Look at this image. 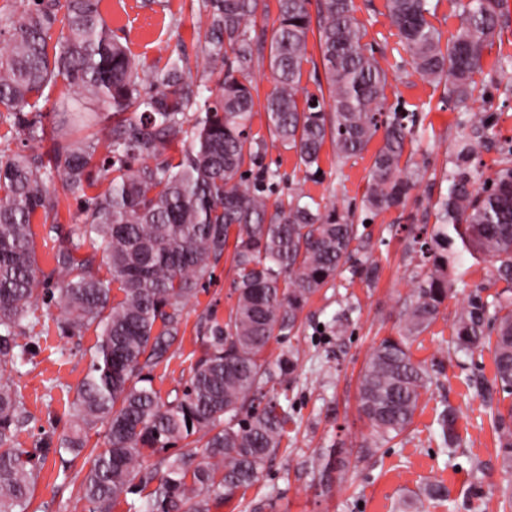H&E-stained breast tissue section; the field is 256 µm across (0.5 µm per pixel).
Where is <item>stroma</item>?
<instances>
[{"mask_svg":"<svg viewBox=\"0 0 512 512\" xmlns=\"http://www.w3.org/2000/svg\"><path fill=\"white\" fill-rule=\"evenodd\" d=\"M354 6L366 28V43L388 73V108L417 116L411 149L419 181L405 206L372 217L364 209V195L381 137L372 139L362 157L344 163L332 145H324L321 173L311 179L299 170L294 152L269 144L264 162L279 170L288 187L336 205L363 225L364 243L356 259L376 265L379 276L323 289L305 308L293 342L306 356L299 368L300 381L288 393L297 431L271 457L259 481L220 512H400L402 501L429 482L445 485L448 497L427 503L425 512H501V490L512 483V472L504 469L497 454L483 407L493 380L492 354L486 350L457 358L450 353L453 324L462 308L476 296L492 301L503 289L490 263L464 257L453 297L411 348L414 361L428 368L432 383L410 432L400 443L385 445L364 460L359 453L369 429L358 410L357 385L372 347L398 331L401 306L416 272L407 228L434 226V205L448 192L445 172L452 166L459 135L469 129L472 118L487 120L484 130L471 135L472 164L479 180L512 168V15L485 52L476 77L478 99L463 109L448 100L443 86L424 82L414 73L388 17L386 0H354ZM101 11L145 70L163 68L177 55L192 62L202 55L190 0H101ZM232 279L230 260L221 261L211 282L187 304L181 348L153 372L161 396L173 395L187 378L201 351V322L209 316L227 319L236 303ZM347 307L353 313L343 331L328 329L333 315ZM36 314L38 345L15 376L33 416L18 435V445L41 448L46 456L32 507L34 512H84L78 490L87 456L79 454L65 472L55 448L68 427V406L97 338L91 332L60 333L54 307L39 305ZM449 407L458 413L460 442L445 449L437 419Z\"/></svg>","mask_w":512,"mask_h":512,"instance_id":"stroma-1","label":"stroma"}]
</instances>
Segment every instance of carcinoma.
Instances as JSON below:
<instances>
[{"instance_id": "carcinoma-1", "label": "carcinoma", "mask_w": 512, "mask_h": 512, "mask_svg": "<svg viewBox=\"0 0 512 512\" xmlns=\"http://www.w3.org/2000/svg\"><path fill=\"white\" fill-rule=\"evenodd\" d=\"M197 38L206 54L204 78L189 80L178 55L143 75L112 33L100 0H29L21 15H0V123L22 145L49 140L43 153L0 154V512H28L40 468L17 447L31 414L12 377L26 362L21 340L42 299L59 309L64 334L92 330L98 341L70 404L69 429L56 453L87 447L103 434L80 484L86 512H217L252 486L288 434V405L262 392L278 376L298 383L303 354L292 345L271 371V339L299 331V315L323 288L348 272L365 280L377 267L352 261L362 247L359 225L313 197L289 192L269 211L268 186L279 172L264 165L268 144L252 132L255 100L243 79L268 60L273 88L263 110L269 131L292 150L305 173L331 141L347 162L363 155L378 131L365 207L373 215L405 205L419 177L406 153L415 113L386 106L388 74L364 43L366 30L352 0H321L318 42L328 99L301 97V75L312 19L307 0H278L270 35H251L260 0H196ZM392 25L421 79L444 85L448 99L473 98L483 55L508 13L507 0H468L456 32L442 34L427 18V0H387ZM64 88L57 89V78ZM55 99L53 123L44 108ZM108 123L100 138L82 129ZM473 146L461 136L448 172V193L435 203L438 224L413 235L414 286L401 329L382 339L365 362L358 406L369 428L361 457L403 436L413 423L431 375L412 358L411 343L435 323L454 290L463 254L483 259L505 283L492 302L473 297L453 327V353L474 354L496 332L493 385L512 395V169L477 190ZM84 199L82 218L63 228L54 177ZM97 192L89 196L87 190ZM43 239L64 237L39 274L33 225ZM105 247L100 274L86 243ZM460 248H454L455 244ZM231 251L236 303L225 322L200 326L202 351L170 401L153 371L182 343L184 310ZM497 446L512 469V404H488ZM443 443L457 439V416L440 422ZM184 449L172 453L177 444ZM428 484L404 504L423 512L443 499ZM143 496L141 504L128 501Z\"/></svg>"}]
</instances>
